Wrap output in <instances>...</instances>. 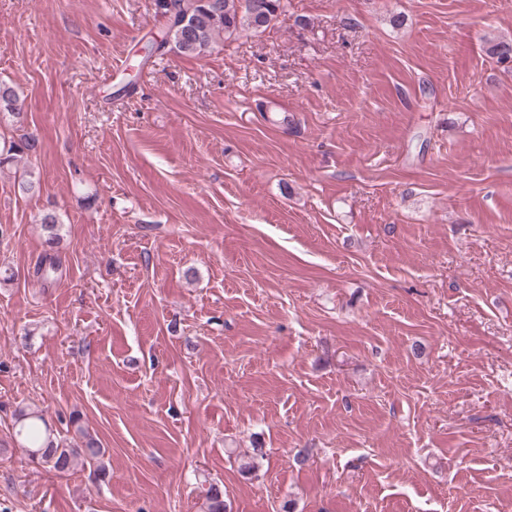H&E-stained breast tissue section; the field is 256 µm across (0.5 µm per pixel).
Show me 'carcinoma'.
Listing matches in <instances>:
<instances>
[{"label":"carcinoma","instance_id":"obj_1","mask_svg":"<svg viewBox=\"0 0 512 512\" xmlns=\"http://www.w3.org/2000/svg\"><path fill=\"white\" fill-rule=\"evenodd\" d=\"M168 19L167 31L153 44L157 50L172 43L186 56H199L219 40H229L242 30L262 32L278 18L281 0H158ZM57 256L47 252L36 267V274L48 276L59 270ZM17 437L28 458L45 471L62 476L78 459L93 461L104 455L98 439L82 433L77 445H65L39 412L19 411ZM207 512H230L224 490L211 484L205 491Z\"/></svg>","mask_w":512,"mask_h":512}]
</instances>
